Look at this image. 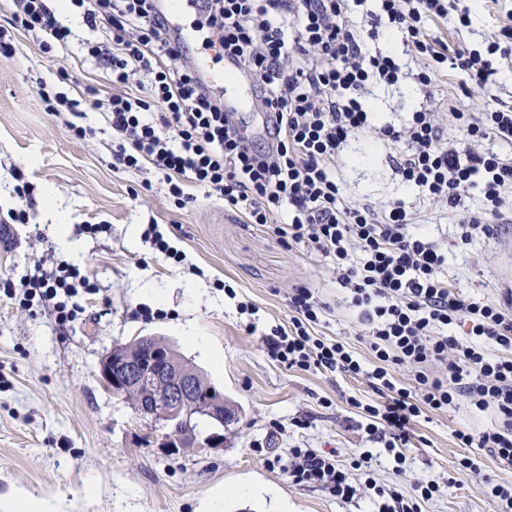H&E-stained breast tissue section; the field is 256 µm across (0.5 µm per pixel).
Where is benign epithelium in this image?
I'll return each mask as SVG.
<instances>
[{"label":"benign epithelium","mask_w":512,"mask_h":512,"mask_svg":"<svg viewBox=\"0 0 512 512\" xmlns=\"http://www.w3.org/2000/svg\"><path fill=\"white\" fill-rule=\"evenodd\" d=\"M100 378L112 394L131 403L136 414L170 430L167 446L173 450L198 445L195 425L207 420L214 432L204 439L213 448L224 446L225 420L235 415L227 398L205 399L202 378L176 365L166 342L158 341L150 361L115 358L108 353L99 366Z\"/></svg>","instance_id":"1"}]
</instances>
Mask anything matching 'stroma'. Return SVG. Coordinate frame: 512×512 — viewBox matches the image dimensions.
Returning a JSON list of instances; mask_svg holds the SVG:
<instances>
[{
    "instance_id": "stroma-1",
    "label": "stroma",
    "mask_w": 512,
    "mask_h": 512,
    "mask_svg": "<svg viewBox=\"0 0 512 512\" xmlns=\"http://www.w3.org/2000/svg\"><path fill=\"white\" fill-rule=\"evenodd\" d=\"M12 0H0V29L12 51L0 52V212L16 204L17 180L33 184L30 221L0 237V279L19 283L46 256L66 259L60 237L81 243L79 264L99 294L72 329L54 324L47 307L24 309L0 291V512H11L19 494L48 502L55 512H369L362 497L344 503L319 487L289 480L275 456L293 448H339L374 454L381 485L397 480L394 462L362 426L349 397L374 398L365 376L288 370L273 360L266 334L288 322V297L297 288L319 291L330 309L318 328L346 339L359 355L362 330L348 321L332 258L303 245L285 246L269 226L247 225L222 201L195 197L183 208L164 184L132 199L141 177L113 172L112 136L96 110L85 106L93 135L70 136L46 112L36 77L54 83L56 70L108 93L101 66L85 57L83 40L96 39L81 17L68 13L77 38L47 58L13 23ZM456 13L428 24L449 50L479 49L501 27L512 25V0H477L469 28ZM492 84L480 87L458 69L439 72L429 90L413 80L371 84L365 98L376 112L405 122L429 103L447 137H455L452 109L477 113L512 107V55H493ZM339 168L348 200L376 210L403 200L416 222L438 225L456 239L453 209L410 190L395 168L397 150L368 134L349 139ZM168 225L187 262L156 254L143 232L149 222ZM87 224L102 225L97 235ZM448 284L464 295L502 301L512 289V216L490 236L448 250ZM231 285L234 295L225 294ZM253 303L254 313L242 311ZM153 317H146V310ZM136 336H162L241 409L221 448L166 449L168 431L140 418L112 396L98 372L101 358ZM493 411L475 414L459 405L420 418L410 453V481H433L442 492L423 512H498L479 479L459 472L464 450L456 429L494 426Z\"/></svg>"
}]
</instances>
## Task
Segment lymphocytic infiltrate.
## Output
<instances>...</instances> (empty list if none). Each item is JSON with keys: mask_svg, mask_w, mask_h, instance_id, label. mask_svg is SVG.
I'll use <instances>...</instances> for the list:
<instances>
[{"mask_svg": "<svg viewBox=\"0 0 512 512\" xmlns=\"http://www.w3.org/2000/svg\"><path fill=\"white\" fill-rule=\"evenodd\" d=\"M15 26L53 55L73 38L52 0H13ZM101 39L87 43L89 57L107 69L114 92L95 86L50 92L38 80L46 111L64 116L72 136L83 100H91L112 135V169L139 172L151 191L159 176L175 205L192 193L222 200L249 224L271 225L279 241L303 244L331 257L336 282L356 322L365 328L369 360L347 342L318 334L326 304L309 288L289 298L287 325L266 338L270 356L288 369L366 375L375 399H351L367 421L366 431L384 443L396 475L407 474V448L418 419L466 403L473 413L494 410V428L456 429L461 447L476 448L497 464L512 465V289L501 303L468 298L445 277L448 247L413 221L403 201L384 211L352 204L336 179L343 146L353 135L373 131L400 151L403 182L460 213V245L489 236L512 185V162L484 145L488 138L512 141V108L480 115L456 111L455 140L445 138L426 106L401 124L376 123L364 104L371 83L397 84L405 73L393 56L366 53V40L399 35L424 65L414 80L430 86L441 64L468 72L480 85L496 71L489 57L512 43V26L501 27L486 51L435 48L426 24L456 10L461 26L469 13L462 0H381L385 30L361 35L349 22L348 0H200L197 10L225 58L254 77L255 106L265 130L254 135L239 112L226 107L199 82L192 66L173 67L188 52L173 43L159 0H69ZM479 192L481 206L467 204ZM20 307L51 303L55 322L66 327L91 303L97 290L80 268L62 263L22 277ZM410 367V386L397 368ZM372 456L363 451L343 460L339 450L293 448L284 467L297 485L319 486L342 502L373 492L375 512H422L439 493L433 482L379 486Z\"/></svg>", "mask_w": 512, "mask_h": 512, "instance_id": "obj_1", "label": "lymphocytic infiltrate"}]
</instances>
